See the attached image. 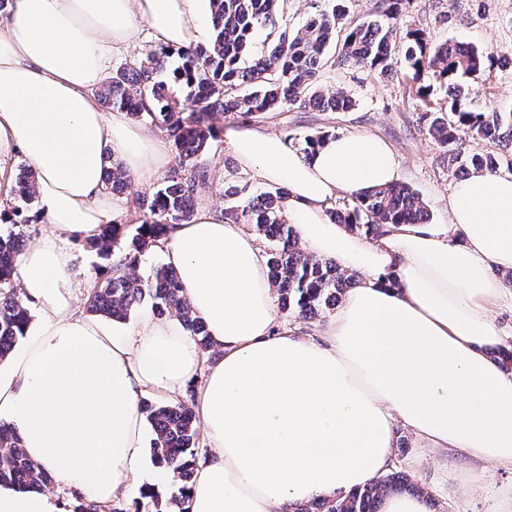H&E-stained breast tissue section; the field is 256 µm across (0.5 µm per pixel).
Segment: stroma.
<instances>
[{
	"label": "stroma",
	"instance_id": "obj_1",
	"mask_svg": "<svg viewBox=\"0 0 512 512\" xmlns=\"http://www.w3.org/2000/svg\"><path fill=\"white\" fill-rule=\"evenodd\" d=\"M447 10V0H413L409 11L401 16L399 27L404 31L423 30L433 41L448 38L486 51L512 44V0H461L456 17L441 22ZM322 83L345 88L357 102L355 109L271 112L260 117V124L283 137L321 129L335 136L361 132L386 141L399 161V181L420 193L432 223H447L448 190L457 175L420 124V101L408 94L399 78H380L365 69L331 67L324 71ZM492 104L502 112L512 111V69L499 64L485 73L474 99L475 107L481 109ZM164 178L161 172L134 177L126 194L116 199L113 218L122 224L124 238L135 234L143 218L134 209L133 200L152 193ZM397 436L393 469L429 493L431 512H498L512 502L511 468L489 464L473 474L452 458L420 447L407 430H398Z\"/></svg>",
	"mask_w": 512,
	"mask_h": 512
}]
</instances>
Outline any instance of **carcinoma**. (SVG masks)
<instances>
[{
	"instance_id": "1",
	"label": "carcinoma",
	"mask_w": 512,
	"mask_h": 512,
	"mask_svg": "<svg viewBox=\"0 0 512 512\" xmlns=\"http://www.w3.org/2000/svg\"><path fill=\"white\" fill-rule=\"evenodd\" d=\"M210 2L214 36L207 45L153 47L141 58L119 65L96 90L101 104L165 127L177 165L152 194L135 199L143 220L125 251L114 253L122 230L115 222L102 225L99 235L86 241L89 248L110 260L87 297L88 312L123 321L148 300L157 315L178 317L205 355L211 351L205 325L186 299L176 271L161 267L144 279L131 268L138 262V254L166 236L169 226L192 220L199 187L217 179L216 169L202 160L220 141L217 116L250 121L270 112H348L356 105L352 96L320 83L328 63L367 68L380 78L400 63L409 90L423 102L419 122L440 146L448 167L463 175L471 171L496 173L503 166L512 170V122L504 123L503 113L494 105L483 110L472 107L487 64L497 57L512 56V46L498 48L493 56L459 42L432 43L420 29L400 34L397 21L410 0H376L372 18L363 22L347 20L346 10L339 4L329 13L313 15L291 32L283 24L281 0ZM258 26L268 31L274 46L269 55L247 65L244 60L250 54L251 34ZM169 66L174 81L187 89L183 100L154 81V75ZM423 71L448 87V99L431 103L430 92L416 86ZM329 137V132L317 131L302 137L290 135L288 140L306 156ZM490 140L501 143V152H465L470 142ZM129 179L122 164L112 162L106 167L108 192L122 194ZM11 193L26 203L35 198L32 170L24 169L16 176ZM286 195L277 187L253 196L247 186L226 181L223 215L233 224L253 225L273 243L269 273L278 304L306 320L322 309H331L337 296L351 287L353 277L342 273L336 261L313 259L299 248L295 226L282 207ZM351 199L349 208L332 210L329 216L352 230L364 231L371 239L385 224H420L430 219L419 193L404 183L360 191ZM22 242L20 232L0 234V362L9 358L25 337L30 321L29 310L13 285ZM143 410L154 431L157 462L171 469L182 486L165 501L151 494L142 498L150 499L154 512H189L188 488L199 443L195 416L180 400L145 403ZM49 481L51 474L27 456L20 437L0 425V487L39 490ZM403 490L424 494L410 478L395 473L372 486L304 504L297 512H378V501L385 492ZM75 501L74 512H123L114 504H87L78 494Z\"/></svg>"
}]
</instances>
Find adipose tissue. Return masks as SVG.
<instances>
[{
    "label": "adipose tissue",
    "instance_id": "ef3b65f1",
    "mask_svg": "<svg viewBox=\"0 0 512 512\" xmlns=\"http://www.w3.org/2000/svg\"><path fill=\"white\" fill-rule=\"evenodd\" d=\"M209 18L208 0H12L0 22V158L30 163V221L48 227L18 269L37 319L0 363V423L95 504L139 498V476L169 479L149 466L139 401L149 389L175 401L191 384L211 452L195 467L190 512H295L368 486L389 470L400 427L471 467L512 468V369L490 353L502 334L492 312L512 302L499 277L512 270V173L455 182L447 223L387 224L370 239L327 210L340 194L395 182L388 143L341 134L305 157L264 127L243 130L230 141L240 168L287 187L304 252L361 274L323 341L279 328L258 238L211 207L159 243L206 324L210 360L176 318L148 315L123 333L81 310L66 243L112 221L106 154L138 176L168 153L126 112H101L93 91L140 27L178 48L204 37ZM0 512L65 509L0 489Z\"/></svg>",
    "mask_w": 512,
    "mask_h": 512
}]
</instances>
